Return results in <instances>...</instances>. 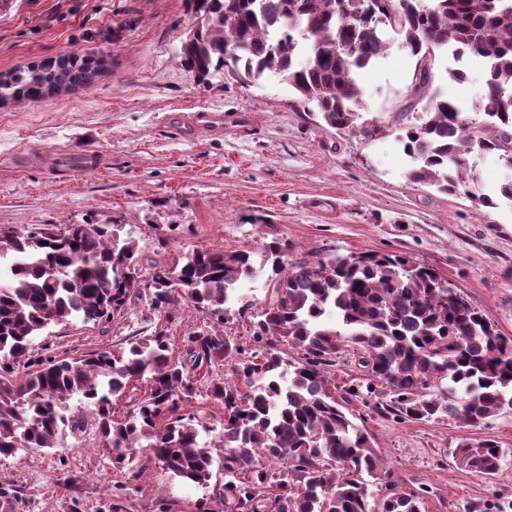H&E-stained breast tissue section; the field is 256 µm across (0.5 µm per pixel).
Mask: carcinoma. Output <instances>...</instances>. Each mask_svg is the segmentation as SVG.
<instances>
[{
	"instance_id": "obj_1",
	"label": "carcinoma",
	"mask_w": 512,
	"mask_h": 512,
	"mask_svg": "<svg viewBox=\"0 0 512 512\" xmlns=\"http://www.w3.org/2000/svg\"><path fill=\"white\" fill-rule=\"evenodd\" d=\"M194 25L181 64L201 84L228 76L246 86L274 76L327 126L375 129L361 119L357 72L383 57L390 30L416 57L419 82L432 83L440 56L477 63L485 89L479 125L451 98L433 97L425 121L401 136L412 165L407 179L446 194L477 183L474 157L495 152L505 170L485 207H512V0H183ZM98 64L68 55L0 78V99L38 100L88 85ZM122 225L67 224L59 233L19 232L0 239V455L46 451L86 429L77 399L95 414L100 445L112 464L138 477L147 453L172 477L203 486L213 451L223 449L224 512H421L420 496L388 480L373 500L368 478L385 473L365 429L350 419V399L385 385L384 410L413 420L439 415L472 425L512 406V338L434 269L401 255L363 252L332 259L284 257L288 241L262 243L274 278L250 336L255 352L221 330L184 338L187 358L173 355L163 330L128 350L35 360L32 338L52 324L98 323L121 311L140 286V249ZM152 308L172 314L187 303L224 323L227 304L255 273L246 250L194 249L168 264L148 260ZM301 353L283 357V346ZM364 381L330 386L326 369L344 350ZM220 362L230 381L210 380L204 399L223 409L218 440L200 411L184 410ZM145 390L118 420L113 401L129 386ZM455 461L495 476L497 442L461 441ZM275 464L287 475L276 476Z\"/></svg>"
}]
</instances>
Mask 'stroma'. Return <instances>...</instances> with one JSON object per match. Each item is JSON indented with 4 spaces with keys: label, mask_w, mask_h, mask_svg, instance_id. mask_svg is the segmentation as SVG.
<instances>
[{
    "label": "stroma",
    "mask_w": 512,
    "mask_h": 512,
    "mask_svg": "<svg viewBox=\"0 0 512 512\" xmlns=\"http://www.w3.org/2000/svg\"><path fill=\"white\" fill-rule=\"evenodd\" d=\"M192 24L182 0H0V73L69 54L103 62L90 87L0 102V232L114 223L151 257L243 249L260 268L265 238L288 240L294 258L404 255L433 267L512 337V207L409 183L400 141L439 92L478 121V67L461 83L437 72L428 90L414 92L416 59L391 37L386 55L359 76L361 116L377 130L367 138L316 124L274 77L249 87L229 78L200 85L178 57ZM187 112L223 113L224 128L186 135L173 117ZM162 227L169 230L163 242ZM268 286L262 269L242 284L225 335L249 341ZM213 323L190 305L170 316L153 310L143 285L110 321L50 327L30 352L76 358L162 329L178 356L187 334ZM390 398L381 387L349 409L365 416L391 480L420 494L423 512H474L478 504L512 512V408L472 426L379 411ZM465 438L504 449L497 477L455 463L452 450ZM223 483L218 462L204 487H183L147 460L128 479L91 424L51 452L0 457V501L12 512H198L202 505L215 512Z\"/></svg>",
    "instance_id": "1"
}]
</instances>
